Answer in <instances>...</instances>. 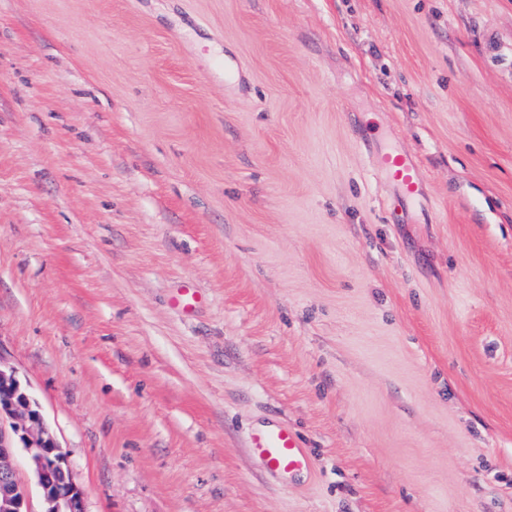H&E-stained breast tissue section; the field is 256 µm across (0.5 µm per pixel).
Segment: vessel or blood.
Returning <instances> with one entry per match:
<instances>
[{
  "instance_id": "b4317fda",
  "label": "vessel or blood",
  "mask_w": 512,
  "mask_h": 512,
  "mask_svg": "<svg viewBox=\"0 0 512 512\" xmlns=\"http://www.w3.org/2000/svg\"><path fill=\"white\" fill-rule=\"evenodd\" d=\"M380 170L396 186L392 203L394 212L407 210L417 201L423 177L411 155H386L380 161ZM251 450L263 460L271 473L283 478L297 477L309 472L312 467V461L299 435L285 424L256 432L251 440Z\"/></svg>"
}]
</instances>
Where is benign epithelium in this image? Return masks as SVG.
Returning <instances> with one entry per match:
<instances>
[{"instance_id":"1","label":"benign epithelium","mask_w":512,"mask_h":512,"mask_svg":"<svg viewBox=\"0 0 512 512\" xmlns=\"http://www.w3.org/2000/svg\"><path fill=\"white\" fill-rule=\"evenodd\" d=\"M6 419L36 476L44 512H86L84 492L73 481L67 458L49 432L37 402L12 373L0 367V422ZM14 449L0 429V512H30L28 488L15 472Z\"/></svg>"}]
</instances>
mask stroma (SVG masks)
Segmentation results:
<instances>
[{"label": "stroma", "mask_w": 512, "mask_h": 512, "mask_svg": "<svg viewBox=\"0 0 512 512\" xmlns=\"http://www.w3.org/2000/svg\"><path fill=\"white\" fill-rule=\"evenodd\" d=\"M0 363L87 512H512V0H0ZM379 170L385 173L396 186V194L392 203L395 213L407 210L417 201L423 177L411 155L388 154L381 158ZM250 448L271 473L281 478L293 479L313 466L299 435L287 424L256 432Z\"/></svg>", "instance_id": "1"}]
</instances>
